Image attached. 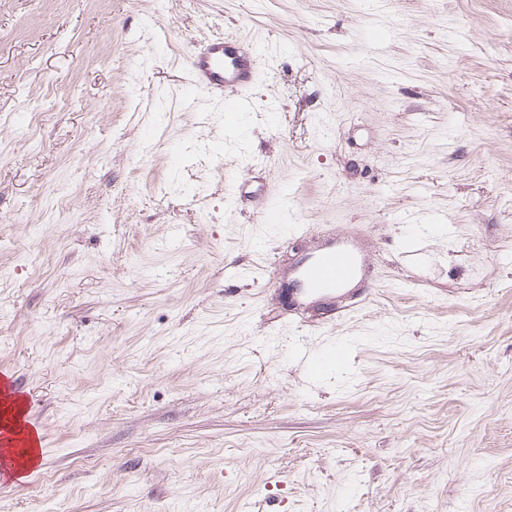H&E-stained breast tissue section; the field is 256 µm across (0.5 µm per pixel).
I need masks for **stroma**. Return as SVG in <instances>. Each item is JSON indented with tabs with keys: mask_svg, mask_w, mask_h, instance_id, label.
<instances>
[{
	"mask_svg": "<svg viewBox=\"0 0 512 512\" xmlns=\"http://www.w3.org/2000/svg\"><path fill=\"white\" fill-rule=\"evenodd\" d=\"M345 232L366 303L285 316ZM1 372L46 451L0 512H512V0H0ZM256 45L224 37L197 47L190 56L188 84L192 91L225 92L224 112L248 104L247 91L259 79ZM344 352L342 347L336 345L319 352L304 346L295 351L294 359L299 361L309 377L317 379L335 368L336 363L341 361Z\"/></svg>",
	"mask_w": 512,
	"mask_h": 512,
	"instance_id": "1",
	"label": "stroma"
}]
</instances>
